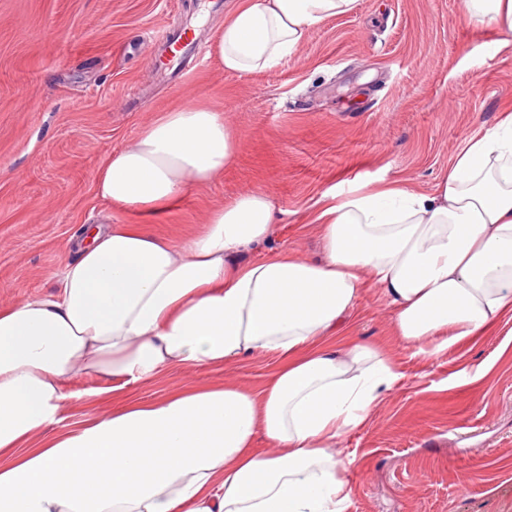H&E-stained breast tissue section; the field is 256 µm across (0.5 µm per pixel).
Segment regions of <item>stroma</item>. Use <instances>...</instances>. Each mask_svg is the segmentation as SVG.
I'll return each instance as SVG.
<instances>
[{
	"mask_svg": "<svg viewBox=\"0 0 512 512\" xmlns=\"http://www.w3.org/2000/svg\"><path fill=\"white\" fill-rule=\"evenodd\" d=\"M0 0V308L52 290L91 224H142L178 241L239 192L264 191L277 220L242 254L323 255L317 199L342 181L403 179L434 191L450 160L512 113V44L470 21L462 0H357L326 18L279 66L236 75L216 56L186 60L177 84L155 59L163 28L214 43L235 0ZM222 112L238 139L222 176L187 189L159 215L113 209L94 192L99 169L161 112L186 101ZM377 291L359 302L351 336L393 359L403 377L338 451L355 453L349 512H512V317L475 342L421 361L391 328ZM271 360L176 368L137 388L148 397L193 384L259 389ZM68 386L46 436L79 427L108 403Z\"/></svg>",
	"mask_w": 512,
	"mask_h": 512,
	"instance_id": "obj_1",
	"label": "stroma"
}]
</instances>
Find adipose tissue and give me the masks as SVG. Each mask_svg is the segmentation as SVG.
<instances>
[{"instance_id": "ef3b65f1", "label": "adipose tissue", "mask_w": 512, "mask_h": 512, "mask_svg": "<svg viewBox=\"0 0 512 512\" xmlns=\"http://www.w3.org/2000/svg\"><path fill=\"white\" fill-rule=\"evenodd\" d=\"M356 0H240L213 45L220 67L277 66L323 19ZM237 140L220 112L162 113L112 153L97 197L137 215L165 211L230 166ZM326 257L239 264L275 209L258 189L211 211L175 242L136 224L86 228L51 294L0 310V512H348L355 454L334 453L402 377L374 347L333 343L378 290L392 329L427 360L512 313V114L473 140L431 194L393 181L321 195ZM256 354L275 366L260 391L133 388L174 368ZM79 375L112 411L48 441ZM265 436L272 453L256 449Z\"/></svg>"}]
</instances>
